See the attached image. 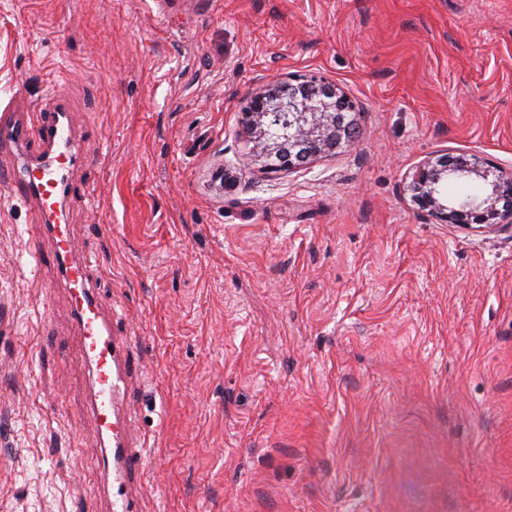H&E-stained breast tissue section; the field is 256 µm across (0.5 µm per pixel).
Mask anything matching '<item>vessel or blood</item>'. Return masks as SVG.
I'll return each instance as SVG.
<instances>
[{
    "label": "vessel or blood",
    "instance_id": "1",
    "mask_svg": "<svg viewBox=\"0 0 512 512\" xmlns=\"http://www.w3.org/2000/svg\"><path fill=\"white\" fill-rule=\"evenodd\" d=\"M66 107V97L55 92L30 113L16 111L11 101L0 105V185L32 213L27 256L36 266L52 268L55 285L67 291L91 371L87 402L104 452L109 512H138L134 486L145 475L146 443L124 402L139 342L124 332L119 315H106V300L97 287L98 261L81 248L63 216L66 197L87 194L85 186L70 180L86 159Z\"/></svg>",
    "mask_w": 512,
    "mask_h": 512
}]
</instances>
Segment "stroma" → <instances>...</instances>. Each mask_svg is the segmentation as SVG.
Segmentation results:
<instances>
[{
    "label": "stroma",
    "instance_id": "obj_1",
    "mask_svg": "<svg viewBox=\"0 0 512 512\" xmlns=\"http://www.w3.org/2000/svg\"><path fill=\"white\" fill-rule=\"evenodd\" d=\"M317 74L350 147L269 174L240 112ZM60 85L67 203L141 341V512H512V223H439L425 159L512 170V0H0V98ZM0 189V512H106L67 294Z\"/></svg>",
    "mask_w": 512,
    "mask_h": 512
}]
</instances>
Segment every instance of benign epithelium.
<instances>
[{"instance_id": "7a95c632", "label": "benign epithelium", "mask_w": 512, "mask_h": 512, "mask_svg": "<svg viewBox=\"0 0 512 512\" xmlns=\"http://www.w3.org/2000/svg\"><path fill=\"white\" fill-rule=\"evenodd\" d=\"M352 100L335 83L315 75L296 83L271 82L241 112L251 139L273 162L265 170L291 168L312 157L328 156L350 146L355 121ZM480 180L483 193L475 201L458 203L445 192L450 180ZM413 202L443 224H478L488 229L509 221L512 209L498 207L512 199V171L493 174L476 155L453 160L441 156L423 161L407 185Z\"/></svg>"}]
</instances>
